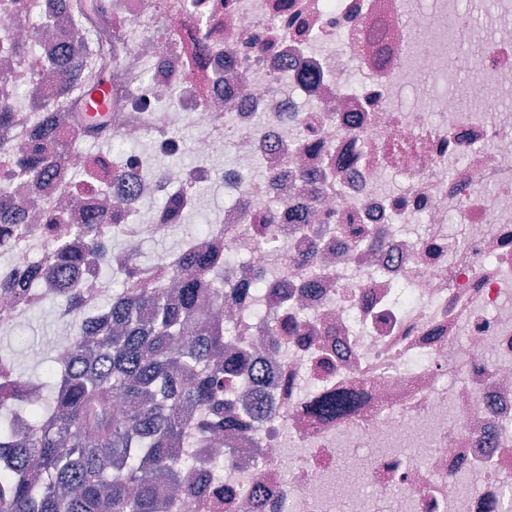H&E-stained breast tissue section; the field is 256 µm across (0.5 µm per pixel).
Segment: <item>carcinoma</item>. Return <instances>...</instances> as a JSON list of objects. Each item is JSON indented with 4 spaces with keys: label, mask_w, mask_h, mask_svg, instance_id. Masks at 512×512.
Listing matches in <instances>:
<instances>
[{
    "label": "carcinoma",
    "mask_w": 512,
    "mask_h": 512,
    "mask_svg": "<svg viewBox=\"0 0 512 512\" xmlns=\"http://www.w3.org/2000/svg\"><path fill=\"white\" fill-rule=\"evenodd\" d=\"M68 7L81 27L96 32L103 59L112 38L102 0ZM75 57L71 48L57 61L63 90ZM57 139L52 120L35 127L33 143L17 158L31 180L58 170L62 154L44 147ZM30 206L0 197V242ZM111 219L105 210L88 215L78 225L86 247L51 252L63 319L80 322L87 273L106 264L112 240L121 236ZM124 240L132 264L118 273L120 287L104 302V319L76 328L69 350L55 354L51 395L34 404L22 392H0V512H167L158 487L176 483L188 466L179 456L185 434L237 426L226 402L236 379L255 382L258 422L275 416L260 368L248 354L228 349L224 329L198 320V301L218 259L186 256L171 272L180 285L172 299L165 280L142 284L136 239ZM353 404L352 395L339 393L319 400L314 411L340 419Z\"/></svg>",
    "instance_id": "obj_1"
}]
</instances>
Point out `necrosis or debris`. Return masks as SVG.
<instances>
[{
  "mask_svg": "<svg viewBox=\"0 0 512 512\" xmlns=\"http://www.w3.org/2000/svg\"><path fill=\"white\" fill-rule=\"evenodd\" d=\"M473 2L110 0L113 134L172 154L192 122L203 165L156 171L132 151L99 157L90 182L73 148L66 178L38 185L15 166L27 127L0 129V185L40 201L0 284L37 270L45 302L47 216L106 202L113 223L162 240L200 185L232 191L223 233L187 235L183 250L243 257L224 288L249 294L222 319L259 362L276 418L246 416L252 387L237 383L243 424L224 436L237 460L211 469L202 436L186 451L205 484L193 512H512V0ZM33 13L51 32L35 53L18 24ZM62 29L53 0H0L8 104L28 113L36 91L70 141L49 68ZM452 48L468 51L453 68ZM228 148L263 159L267 178L224 167ZM260 274L272 287L257 293ZM339 388L358 392L355 410L311 418ZM258 483L268 495L252 509Z\"/></svg>",
  "mask_w": 512,
  "mask_h": 512,
  "instance_id": "necrosis-or-debris-1",
  "label": "necrosis or debris"
}]
</instances>
